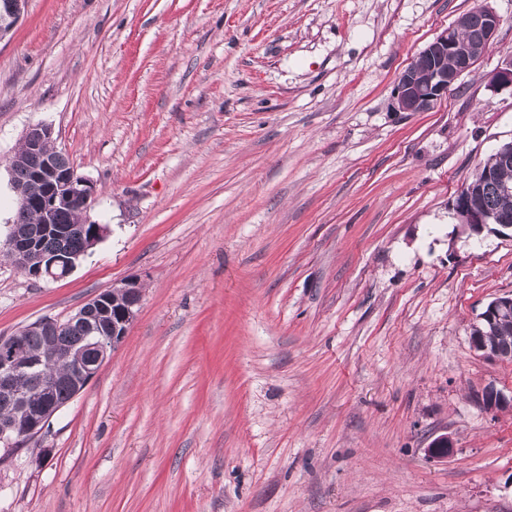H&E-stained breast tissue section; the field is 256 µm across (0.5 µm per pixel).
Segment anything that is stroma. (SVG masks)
I'll return each instance as SVG.
<instances>
[{
    "mask_svg": "<svg viewBox=\"0 0 512 512\" xmlns=\"http://www.w3.org/2000/svg\"><path fill=\"white\" fill-rule=\"evenodd\" d=\"M488 3L493 47L397 112L476 0H28L0 39V238L40 122L110 232L59 282L0 266V336L127 278L144 297L0 460V512H512V360L471 344L512 231L452 209L512 139V0ZM480 2L482 3L478 4L472 12L468 11L460 15L452 27L443 31L426 46L419 54L423 62L416 60L414 63L415 73L411 69H406L400 75L393 96L395 111L426 112L432 109L439 100L448 95L460 77L473 66L476 58L471 54L469 42L473 44L474 51L479 57L483 54V49L477 41L480 17L472 16V30L466 34L469 42L462 35L469 30L470 18L473 13L482 17L483 25L480 33L482 46L487 48L493 43L501 19L487 1ZM446 57L454 61V67L451 70L441 68V65L446 68L452 66L451 60ZM437 60H440L441 65L435 64ZM424 62L432 64L430 69L432 76L427 82L420 83L418 80L424 81L428 77L429 66Z\"/></svg>",
    "mask_w": 512,
    "mask_h": 512,
    "instance_id": "1",
    "label": "stroma"
}]
</instances>
